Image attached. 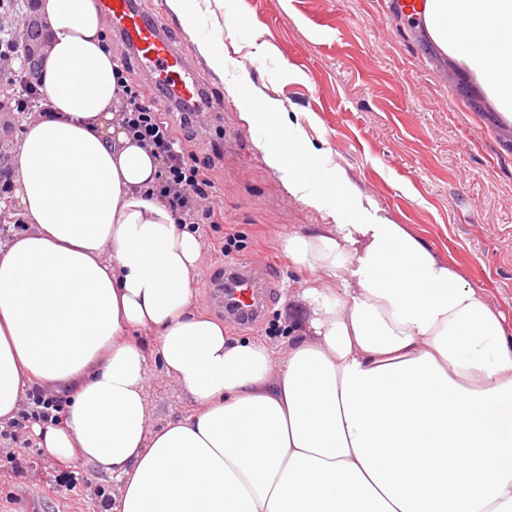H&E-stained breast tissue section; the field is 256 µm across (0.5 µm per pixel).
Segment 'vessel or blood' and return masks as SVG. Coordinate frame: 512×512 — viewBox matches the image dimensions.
<instances>
[{
    "label": "vessel or blood",
    "instance_id": "vessel-or-blood-1",
    "mask_svg": "<svg viewBox=\"0 0 512 512\" xmlns=\"http://www.w3.org/2000/svg\"><path fill=\"white\" fill-rule=\"evenodd\" d=\"M98 5L119 36L133 47L144 70L156 74L183 101L203 95L199 67L188 59L182 44L165 37L133 0H98ZM267 287L265 273L245 263L225 276L223 286L213 291L212 299L226 318L246 323L259 317Z\"/></svg>",
    "mask_w": 512,
    "mask_h": 512
}]
</instances>
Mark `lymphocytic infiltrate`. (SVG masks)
Here are the masks:
<instances>
[{
	"mask_svg": "<svg viewBox=\"0 0 512 512\" xmlns=\"http://www.w3.org/2000/svg\"><path fill=\"white\" fill-rule=\"evenodd\" d=\"M37 16L35 0H0V86L10 88L9 97L0 99V112L48 111L37 76L22 48V35L29 20ZM123 108L121 121L140 142L151 146L160 160L153 196L167 202L178 223L213 224L217 221L213 183L200 167L189 164L182 142L192 141L200 117L211 102L203 98L195 104H179V127H172L154 101L141 95L128 80H121Z\"/></svg>",
	"mask_w": 512,
	"mask_h": 512,
	"instance_id": "f902f5d3",
	"label": "lymphocytic infiltrate"
}]
</instances>
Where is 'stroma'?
I'll return each mask as SVG.
<instances>
[{
	"label": "stroma",
	"instance_id": "stroma-1",
	"mask_svg": "<svg viewBox=\"0 0 512 512\" xmlns=\"http://www.w3.org/2000/svg\"><path fill=\"white\" fill-rule=\"evenodd\" d=\"M388 0H210L207 24L224 29V69L195 42L187 56L202 70L214 114L188 148L208 168L222 217L200 225L199 312L227 257L268 268L277 286L256 325H227L229 336L287 341L288 305L312 275L293 265L283 240L311 233L324 217L289 195L265 162L244 118L269 98L305 130L313 146L299 161L322 190L345 174L368 214L405 225L504 314L512 328V122L495 112L466 73L453 70L414 24L390 17ZM151 425L187 415L192 403L158 363H150ZM17 433L32 438V423ZM15 445L0 461V512H105L112 480L78 460L48 459Z\"/></svg>",
	"mask_w": 512,
	"mask_h": 512
}]
</instances>
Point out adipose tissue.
Segmentation results:
<instances>
[{
  "instance_id": "adipose-tissue-1",
  "label": "adipose tissue",
  "mask_w": 512,
  "mask_h": 512,
  "mask_svg": "<svg viewBox=\"0 0 512 512\" xmlns=\"http://www.w3.org/2000/svg\"><path fill=\"white\" fill-rule=\"evenodd\" d=\"M204 28L193 0H168ZM52 35L14 197L26 231L0 243V419L24 388L67 400L48 458L93 465L113 512H512V329L403 225L363 212L346 178L314 187L307 138L279 112L246 119L289 194L329 216L288 234L316 277L277 350L195 312L201 244L147 194L159 161L119 121L117 65L96 0H39ZM417 27L512 121V0H424ZM199 45L223 70L216 42ZM149 330L191 414L149 425Z\"/></svg>"
}]
</instances>
